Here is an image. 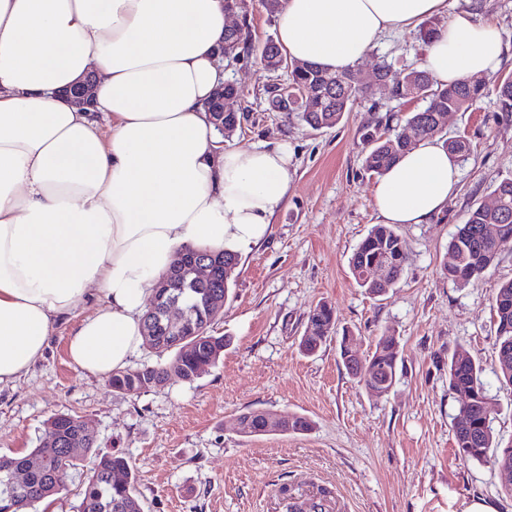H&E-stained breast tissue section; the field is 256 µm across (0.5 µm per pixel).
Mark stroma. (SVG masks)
Masks as SVG:
<instances>
[{
	"mask_svg": "<svg viewBox=\"0 0 512 512\" xmlns=\"http://www.w3.org/2000/svg\"><path fill=\"white\" fill-rule=\"evenodd\" d=\"M425 54L419 31L383 36L353 79L363 82L382 61L422 68ZM227 76L242 90L233 107L244 117L225 146L280 145L291 163L287 200L266 240L239 252L234 295L212 325L231 339L222 361L190 384L173 377L140 394L115 393L107 379L70 363L69 327L61 325L44 357L0 386V455H26L50 416L76 414L93 424L101 451L130 459L144 512H284V499L306 502L322 491L327 512H465L475 501L512 512L492 463L457 456L462 399L448 389V361L466 352L483 368L497 440L512 441V385L498 376L492 301L512 280V249L465 286L442 273L471 207L491 204L495 185L512 176V113L491 91L449 115L448 137H465L470 147L457 163L458 193L429 223L396 225L404 271L373 297L349 265L380 221L364 135L381 119L403 125L421 102L379 91L357 100L336 127L314 130L270 111L267 90L279 75L257 55L235 61ZM322 302L359 355L396 337L399 371L389 394L356 382L338 339L301 352L307 318ZM252 410L297 414L313 428L247 437L237 419Z\"/></svg>",
	"mask_w": 512,
	"mask_h": 512,
	"instance_id": "35a3bbf8",
	"label": "stroma"
}]
</instances>
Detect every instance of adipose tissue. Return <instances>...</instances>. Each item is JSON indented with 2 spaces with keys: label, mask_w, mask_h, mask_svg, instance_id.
<instances>
[{
  "label": "adipose tissue",
  "mask_w": 512,
  "mask_h": 512,
  "mask_svg": "<svg viewBox=\"0 0 512 512\" xmlns=\"http://www.w3.org/2000/svg\"><path fill=\"white\" fill-rule=\"evenodd\" d=\"M444 14L424 63L433 81L493 78L507 52L499 28L448 0H282L277 41L288 58L344 73L383 35ZM227 25L224 0H0V385L67 321L76 368L125 369L179 250L269 235L287 150L224 147L206 110L224 81ZM92 70L85 111L63 91ZM458 184L443 142L425 139L381 177L376 209L387 224H424Z\"/></svg>",
  "instance_id": "1"
}]
</instances>
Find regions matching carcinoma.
<instances>
[{
  "mask_svg": "<svg viewBox=\"0 0 512 512\" xmlns=\"http://www.w3.org/2000/svg\"><path fill=\"white\" fill-rule=\"evenodd\" d=\"M248 24H242L224 34V59L232 62L239 58L240 49L250 44ZM261 63L270 71L286 68L285 55L277 42L268 39L256 48ZM379 78L389 81L394 97L401 100H422L426 107L408 113L406 124L418 132V139L443 137L445 126L439 124L448 112H465L481 98L487 81L467 78L447 86L434 84L429 73L422 69L395 70L388 64L376 69ZM370 88L358 87L351 72L329 73L313 63H299L288 72V92L276 93L271 98V110L288 116L295 114L309 127L319 130L338 124L354 101L369 95ZM501 109L512 112V81L505 78L495 85ZM307 94V102L298 103L296 95ZM369 146L365 157V168L378 176L383 175L416 141L402 140L399 134L375 129L366 134ZM500 201L499 210L491 213L478 205L471 208L465 224L452 238L449 248L456 256V263L445 267L448 279L459 285L468 283L488 270L500 252L512 246V178L500 180L494 189ZM485 224L501 225L500 235L485 238L480 229ZM198 254L218 261L215 276L208 291L227 299L232 293V275L238 264V254L231 252L198 251ZM389 266L390 280L387 287L396 285L403 273L406 254L400 237L388 224L374 226L361 241L350 260V267L357 285L372 295H379L384 288L375 286L366 278L368 268L380 261ZM493 308L497 317V335L500 348L508 353L498 357V370L505 382L512 384V281L501 284L495 290ZM214 318L205 309L194 313L193 331L180 343L169 331L167 323L158 318V313L149 308L143 315V346L163 355L175 351L166 363L145 365L136 370L118 371L108 378L112 390L127 394L133 384L142 380L165 383L175 375L185 383L194 382L201 375V365L215 367L222 360L224 348L229 345L225 336H216L211 331ZM336 329V314L328 303L317 305L305 323L300 348L307 354L319 349ZM399 343L392 336H382L374 350L363 357L353 373L358 383L370 393H376L379 385L388 387L396 382ZM449 390L475 395L468 405V419L455 427L457 455L465 460L484 461L490 449H496L494 461L512 459V442L502 445L497 441L488 409L485 384L481 368L467 355H454L448 363ZM79 416L68 419L54 414L45 423L44 430H53L60 444L39 442V445L22 457L0 456V503L12 498L13 512H28L46 498L68 491V481L73 471L79 469L85 456L93 454L92 466L82 492L76 512H143L136 489V475L130 461L121 454L97 451V433H85L78 423ZM312 423L296 414L288 415L284 432L297 434L308 432ZM80 436L78 454L70 453L63 442L72 436ZM18 465L29 469L28 483L18 491L7 483V475Z\"/></svg>",
  "mask_w": 512,
  "mask_h": 512,
  "instance_id": "1",
  "label": "carcinoma"
}]
</instances>
